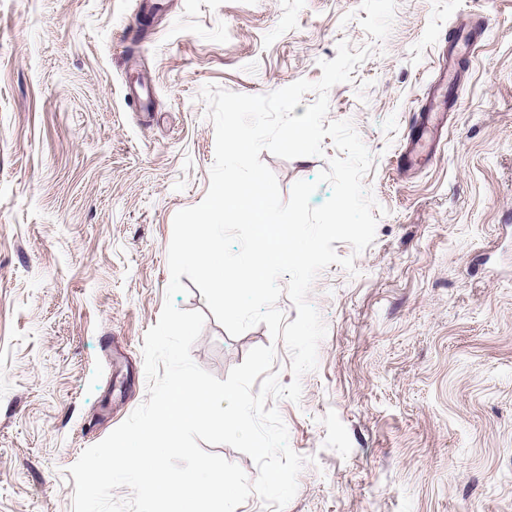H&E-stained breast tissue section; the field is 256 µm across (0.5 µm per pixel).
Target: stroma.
Listing matches in <instances>:
<instances>
[{"label": "stroma", "mask_w": 512, "mask_h": 512, "mask_svg": "<svg viewBox=\"0 0 512 512\" xmlns=\"http://www.w3.org/2000/svg\"><path fill=\"white\" fill-rule=\"evenodd\" d=\"M343 40L374 53L328 118L372 153L381 212L363 252L335 242L354 268L309 294L317 368L274 402L306 459L285 512H512V0H0V512H72L71 466L148 398L173 218L215 157L203 86L316 82ZM142 84L144 112L125 99ZM429 104L436 151L399 167ZM322 145L261 152L282 197L336 156ZM180 281L175 305L206 314L196 364L223 380L272 344L296 379L266 324L230 336Z\"/></svg>", "instance_id": "35a3bbf8"}]
</instances>
